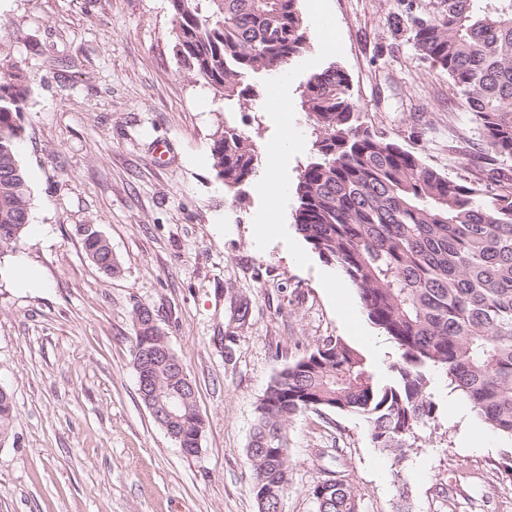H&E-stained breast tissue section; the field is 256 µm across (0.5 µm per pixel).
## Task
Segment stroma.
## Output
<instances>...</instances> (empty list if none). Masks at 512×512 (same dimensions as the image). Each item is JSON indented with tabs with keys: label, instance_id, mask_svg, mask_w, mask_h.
Segmentation results:
<instances>
[{
	"label": "stroma",
	"instance_id": "35a3bbf8",
	"mask_svg": "<svg viewBox=\"0 0 512 512\" xmlns=\"http://www.w3.org/2000/svg\"><path fill=\"white\" fill-rule=\"evenodd\" d=\"M299 0L307 53L283 72L258 73L233 107L182 73L168 0H0V37L26 73L20 159L34 222L0 255V383L11 390L14 437L0 447V512H258L246 449L256 407L275 375L316 344L340 338L384 378L395 347L364 312L355 287L297 233L296 193H265L266 165L230 189L212 169V135L234 127L259 154L297 130L280 165L296 185L315 134L300 107L310 76L334 62L349 75L367 125L453 179L490 169L446 73L392 26L398 0ZM328 22L334 48L318 36ZM286 91L288 112L269 110ZM169 147L163 163L155 145ZM278 224L254 244L261 219ZM95 225L121 272L89 262L76 228ZM46 286L16 287V257ZM251 307L231 319V299ZM156 314L196 386L206 427L197 455L155 423L132 363L135 308ZM440 377L434 426L421 428L402 465L374 448L366 423L309 411L288 425L291 488L283 512H315L310 490L346 475L362 512H512L503 441L464 445L448 419Z\"/></svg>",
	"mask_w": 512,
	"mask_h": 512
}]
</instances>
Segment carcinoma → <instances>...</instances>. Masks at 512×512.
Segmentation results:
<instances>
[{"instance_id": "1", "label": "carcinoma", "mask_w": 512, "mask_h": 512, "mask_svg": "<svg viewBox=\"0 0 512 512\" xmlns=\"http://www.w3.org/2000/svg\"><path fill=\"white\" fill-rule=\"evenodd\" d=\"M173 51L182 72L230 104L254 94L253 73L284 69L306 52L299 0H168ZM396 30L448 75L484 151L512 159V0H435L432 15L399 0ZM0 39V249L16 248L31 220V188L19 156L28 86ZM301 109L318 131L314 157L296 184L297 232L355 286L368 320L397 348L392 377L378 379L365 357L328 339L282 368L257 405L247 447L259 512H279L290 489L288 422L322 409L363 419L374 447L405 458L421 427L436 421L430 389L439 372L480 420L512 442V167L488 170L492 192L451 179L365 125L347 72L332 62L311 75ZM213 170L232 189L252 179L259 155L249 137L217 128ZM86 258L120 273L112 253L80 235ZM133 313V366L158 397L181 391L182 420L167 423L180 448H198L205 420L195 389L144 354L167 348L161 328ZM16 420L0 396V443ZM316 512H359L353 487L328 479L310 492Z\"/></svg>"}]
</instances>
